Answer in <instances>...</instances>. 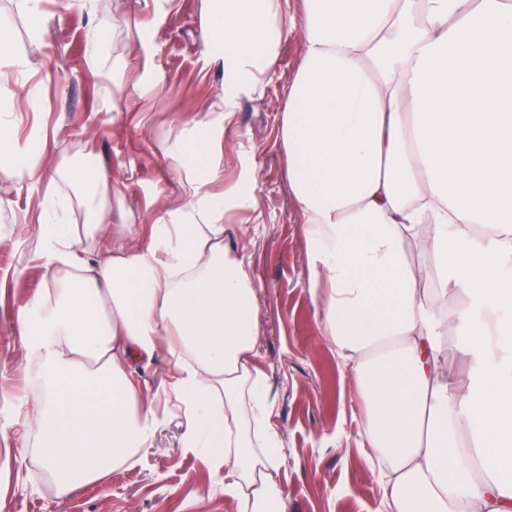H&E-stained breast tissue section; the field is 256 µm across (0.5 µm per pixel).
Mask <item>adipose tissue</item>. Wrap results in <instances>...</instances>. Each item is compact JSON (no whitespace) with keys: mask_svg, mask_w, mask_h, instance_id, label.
<instances>
[{"mask_svg":"<svg viewBox=\"0 0 512 512\" xmlns=\"http://www.w3.org/2000/svg\"><path fill=\"white\" fill-rule=\"evenodd\" d=\"M224 51V99L273 67L275 0H203ZM304 57L288 89V185L307 237L321 331L361 393L358 446L385 512H512V0H302ZM0 163L41 181L0 114ZM222 177L207 168L190 218L112 232L121 191L91 212L104 251L40 213V266L61 286L17 322L36 372L31 426L4 467L37 461L66 493L150 448L160 420L133 361L165 354L182 446L224 493L282 512L274 404L255 363L257 287L224 242ZM464 299L447 313L448 292ZM467 328L472 373L448 335Z\"/></svg>","mask_w":512,"mask_h":512,"instance_id":"ef3b65f1","label":"adipose tissue"}]
</instances>
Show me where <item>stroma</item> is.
<instances>
[{"mask_svg": "<svg viewBox=\"0 0 512 512\" xmlns=\"http://www.w3.org/2000/svg\"><path fill=\"white\" fill-rule=\"evenodd\" d=\"M51 24L43 46L30 38L25 11L0 0V23L27 61L29 82L0 87V99L37 87L41 109L17 116L18 138L39 136L48 172L21 185L0 165V448L28 430L32 388L18 312L52 279L34 260L43 244L35 212L43 197L69 199L82 217L91 197L76 198L65 174L79 162L107 171L126 198L130 224L160 216L182 221L188 175L173 157L191 147L194 120L208 121L211 164L224 171V239L241 251L259 289L256 363L276 403L272 424L281 448L284 512H378L380 483L357 443L363 419L353 381L339 369L321 333L322 310L309 292L306 239L287 179L282 116L302 61L299 30L284 32L273 69L237 97L224 117L221 46L208 27L203 0H87L68 8L42 0ZM107 31L97 52L88 35L97 19ZM138 371L161 424L153 446L134 465L96 483L75 482L58 494L37 463L0 471V512H240L224 494V477L182 448V413L166 399V357Z\"/></svg>", "mask_w": 512, "mask_h": 512, "instance_id": "1", "label": "stroma"}]
</instances>
